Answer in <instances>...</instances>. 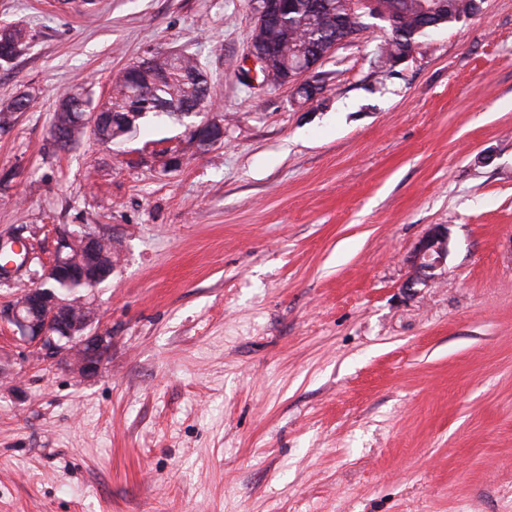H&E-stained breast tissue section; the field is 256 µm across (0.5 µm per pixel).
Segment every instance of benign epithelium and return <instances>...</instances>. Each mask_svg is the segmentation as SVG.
<instances>
[{"label": "benign epithelium", "instance_id": "benign-epithelium-1", "mask_svg": "<svg viewBox=\"0 0 512 512\" xmlns=\"http://www.w3.org/2000/svg\"><path fill=\"white\" fill-rule=\"evenodd\" d=\"M280 11V0H262V6L256 12L255 29L279 19ZM335 47L336 43L333 42L307 49L299 53L296 62L288 64L277 76L270 72V55L264 45L252 41L250 57L252 65L260 69L266 81L297 82L311 73ZM195 132L198 139L208 142L223 137L222 128L211 122L198 126ZM107 243L108 238L84 226L59 229L56 258L44 268L39 282L55 276L60 268L71 275H86L88 267L94 266V258L100 248ZM448 251V231L437 225L419 242L410 256L412 276L407 287L430 281L434 271L444 264ZM0 323L16 327L24 341L46 359L62 353L76 354L77 366L84 373H91L97 368L112 341V336L107 332L84 334L91 324V314L86 307L69 297L56 294L51 288L37 285L20 291L7 304L0 305Z\"/></svg>", "mask_w": 512, "mask_h": 512}]
</instances>
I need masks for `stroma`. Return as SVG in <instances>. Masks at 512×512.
Listing matches in <instances>:
<instances>
[{
    "instance_id": "35a3bbf8",
    "label": "stroma",
    "mask_w": 512,
    "mask_h": 512,
    "mask_svg": "<svg viewBox=\"0 0 512 512\" xmlns=\"http://www.w3.org/2000/svg\"><path fill=\"white\" fill-rule=\"evenodd\" d=\"M254 0H0V238H112L82 300L95 374L0 324V512H512V0L417 37L387 22L296 84L249 77ZM212 105L105 146L51 140L145 51ZM224 130L200 147L199 121ZM178 158L177 166L167 158ZM449 253L410 285L434 226ZM26 32L15 25L0 26V64L11 62L26 43Z\"/></svg>"
}]
</instances>
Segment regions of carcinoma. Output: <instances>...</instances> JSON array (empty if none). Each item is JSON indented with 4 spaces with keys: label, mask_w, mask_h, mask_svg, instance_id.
I'll list each match as a JSON object with an SVG mask.
<instances>
[{
    "label": "carcinoma",
    "mask_w": 512,
    "mask_h": 512,
    "mask_svg": "<svg viewBox=\"0 0 512 512\" xmlns=\"http://www.w3.org/2000/svg\"><path fill=\"white\" fill-rule=\"evenodd\" d=\"M476 0H446L448 9L431 15L438 24H452L475 14ZM289 11L282 22L262 30L258 38L263 42H280V64L297 58L296 51L306 46H321L332 37L360 34L367 28L363 11L352 9V0H326L330 9L310 13L314 0H288ZM380 7L397 20V34L391 36L383 53L390 59L408 54L417 37L425 9L435 5L434 0H379ZM26 43V32L15 25L0 26V64L11 62ZM74 106L55 115L54 129H64L69 143H76L86 126L83 114L100 113L97 139L106 144L133 132L137 122L160 112L172 117L186 116L196 106H206L210 99L208 76L193 57L179 53L174 59L155 56L152 67L143 72L124 71L115 81L108 100L90 106L80 93L72 94ZM30 99L21 96L10 106L0 109V129L9 127L13 113L24 112ZM55 292L77 295L90 289L87 284L54 280L49 284Z\"/></svg>",
    "instance_id": "cac0c4a2"
}]
</instances>
